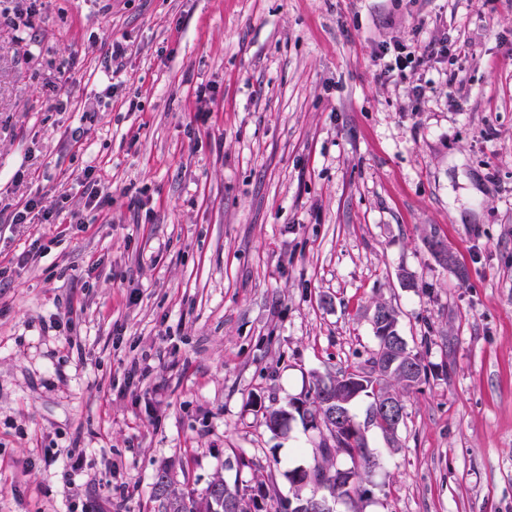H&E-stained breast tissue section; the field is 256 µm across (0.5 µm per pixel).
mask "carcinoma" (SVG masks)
I'll return each instance as SVG.
<instances>
[{
    "mask_svg": "<svg viewBox=\"0 0 512 512\" xmlns=\"http://www.w3.org/2000/svg\"><path fill=\"white\" fill-rule=\"evenodd\" d=\"M397 321L394 308L383 302L376 303L372 328L377 348L368 360L369 367L347 369L326 381L318 379L312 392L303 400L304 415L313 420L321 419L326 436L319 446L321 461L304 469L300 481L292 483L295 488L294 499L309 500L336 493L341 499L352 501L369 493L366 484L378 466V455L366 443V429H378L391 443L396 442L397 436V429L379 415L376 399L389 393L402 404L405 395L414 388L400 364H395L389 370L385 364L404 354L416 368L418 378L427 376V366L420 353L409 348L407 341H401L397 347L386 342L388 330ZM361 396L369 398L370 402L365 410L364 421L360 423L356 421L352 410L353 402ZM330 398L350 413V421L355 423V428L350 429L331 418L330 407L326 405ZM340 459L349 460L351 467H337ZM255 485L267 489L268 502L273 512H288V502L279 497L272 475L256 477ZM153 489L163 512H251L254 505L252 488L242 489L236 484L231 485L220 476L215 477L205 493L198 498L190 492H177L164 472L157 474Z\"/></svg>",
    "mask_w": 512,
    "mask_h": 512,
    "instance_id": "obj_1",
    "label": "carcinoma"
}]
</instances>
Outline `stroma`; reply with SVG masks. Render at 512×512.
Returning <instances> with one entry per match:
<instances>
[{
  "instance_id": "1",
  "label": "stroma",
  "mask_w": 512,
  "mask_h": 512,
  "mask_svg": "<svg viewBox=\"0 0 512 512\" xmlns=\"http://www.w3.org/2000/svg\"><path fill=\"white\" fill-rule=\"evenodd\" d=\"M0 204V512L291 497L321 435L263 413L366 366L379 301L428 376L336 512H512V0H0Z\"/></svg>"
}]
</instances>
